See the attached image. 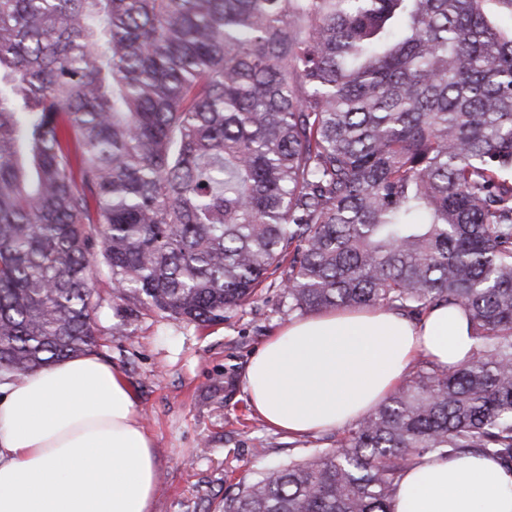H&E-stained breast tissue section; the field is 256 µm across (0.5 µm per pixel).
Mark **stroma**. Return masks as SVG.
Instances as JSON below:
<instances>
[{"instance_id":"stroma-1","label":"stroma","mask_w":512,"mask_h":512,"mask_svg":"<svg viewBox=\"0 0 512 512\" xmlns=\"http://www.w3.org/2000/svg\"><path fill=\"white\" fill-rule=\"evenodd\" d=\"M96 286L94 350L125 376L153 439L159 475L152 512H222L239 478L257 479L343 437L340 429L277 432L243 392L251 357L295 318L281 289L263 288L223 323L202 326L126 304L106 279Z\"/></svg>"}]
</instances>
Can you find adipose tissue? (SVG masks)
<instances>
[{
    "label": "adipose tissue",
    "mask_w": 512,
    "mask_h": 512,
    "mask_svg": "<svg viewBox=\"0 0 512 512\" xmlns=\"http://www.w3.org/2000/svg\"><path fill=\"white\" fill-rule=\"evenodd\" d=\"M478 347L467 314L419 322L388 309L288 322L250 359L244 391L271 426L302 435L347 426L421 356L448 367ZM157 461L121 371L95 352L0 385V512H151ZM390 512H512V468L490 455L429 453L399 481Z\"/></svg>",
    "instance_id": "obj_1"
}]
</instances>
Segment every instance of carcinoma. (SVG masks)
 I'll return each instance as SVG.
<instances>
[{"label":"carcinoma","mask_w":512,"mask_h":512,"mask_svg":"<svg viewBox=\"0 0 512 512\" xmlns=\"http://www.w3.org/2000/svg\"><path fill=\"white\" fill-rule=\"evenodd\" d=\"M468 312L334 448L224 512H389L426 453L512 466V0H0V384L116 298L200 325Z\"/></svg>","instance_id":"obj_1"}]
</instances>
